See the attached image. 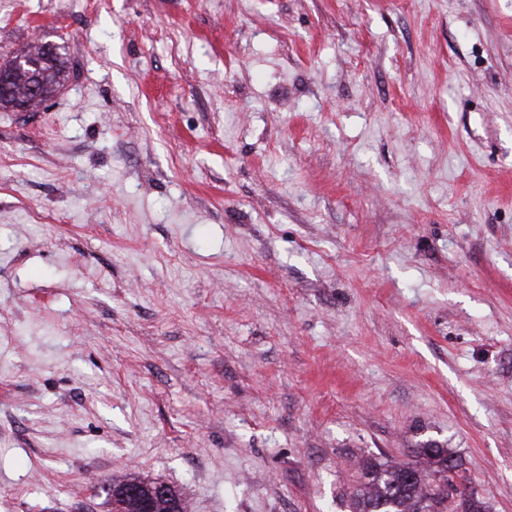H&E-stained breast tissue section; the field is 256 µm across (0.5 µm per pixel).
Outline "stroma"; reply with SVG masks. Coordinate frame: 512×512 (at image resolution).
<instances>
[{
    "instance_id": "obj_1",
    "label": "stroma",
    "mask_w": 512,
    "mask_h": 512,
    "mask_svg": "<svg viewBox=\"0 0 512 512\" xmlns=\"http://www.w3.org/2000/svg\"><path fill=\"white\" fill-rule=\"evenodd\" d=\"M0 512H350L449 448L512 512V0H0ZM28 71L12 74L10 93L5 95L0 92V110H12L10 104L13 100L22 99L28 104L29 112H34L45 100L54 97L59 88L69 78L66 61L60 52L50 64L42 68L41 78L37 80L41 88L39 93L30 92V95H28L29 85L32 83V77L29 76ZM155 481H145L135 477H126L120 481H112V487L104 488L106 492V497L109 502L112 504L113 512H122V511H133L136 508V501L132 498H121L120 494L124 492L125 489L130 488H141L144 490H149L152 486L157 484ZM170 496L165 498L157 503V507L155 509V494L157 495H165L168 496V493L165 491V487L159 486L157 490H155L154 494H148L145 497L139 498V511L138 512H170L172 508H174L178 501H184L181 494L174 488L170 487Z\"/></svg>"
}]
</instances>
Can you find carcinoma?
<instances>
[{"label":"carcinoma","instance_id":"1","mask_svg":"<svg viewBox=\"0 0 512 512\" xmlns=\"http://www.w3.org/2000/svg\"><path fill=\"white\" fill-rule=\"evenodd\" d=\"M69 78V71L63 55L42 68L38 79L41 91L29 92L32 77L28 71L12 74L10 93L0 92V110H10L15 99H22L33 112L45 100L54 97ZM412 453L418 461L395 462L373 456L361 459L358 480L349 493L352 512H486L483 499L476 497H446L436 491L439 486L455 485L461 478V463L447 448H414ZM155 485L135 477L112 482L106 497L112 504V512H133L136 501L122 498L126 489L148 490Z\"/></svg>","mask_w":512,"mask_h":512}]
</instances>
